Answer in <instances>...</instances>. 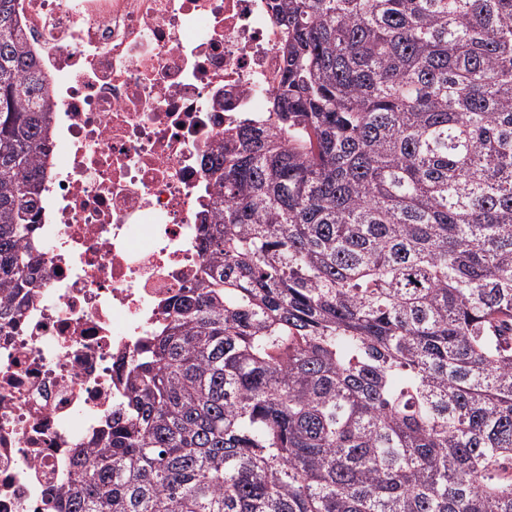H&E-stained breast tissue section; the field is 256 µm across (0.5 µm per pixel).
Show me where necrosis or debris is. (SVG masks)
Instances as JSON below:
<instances>
[{
    "label": "necrosis or debris",
    "mask_w": 512,
    "mask_h": 512,
    "mask_svg": "<svg viewBox=\"0 0 512 512\" xmlns=\"http://www.w3.org/2000/svg\"><path fill=\"white\" fill-rule=\"evenodd\" d=\"M52 101L35 214L42 287L0 319V512H61L101 447L121 369L197 277L205 163L266 117L282 69L269 0H15Z\"/></svg>",
    "instance_id": "obj_1"
}]
</instances>
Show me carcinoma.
I'll list each match as a JSON object with an SVG mask.
<instances>
[{
    "label": "carcinoma",
    "mask_w": 512,
    "mask_h": 512,
    "mask_svg": "<svg viewBox=\"0 0 512 512\" xmlns=\"http://www.w3.org/2000/svg\"><path fill=\"white\" fill-rule=\"evenodd\" d=\"M269 119L207 160L198 278L67 512H512V0H273ZM0 0V311L51 144Z\"/></svg>",
    "instance_id": "carcinoma-1"
}]
</instances>
